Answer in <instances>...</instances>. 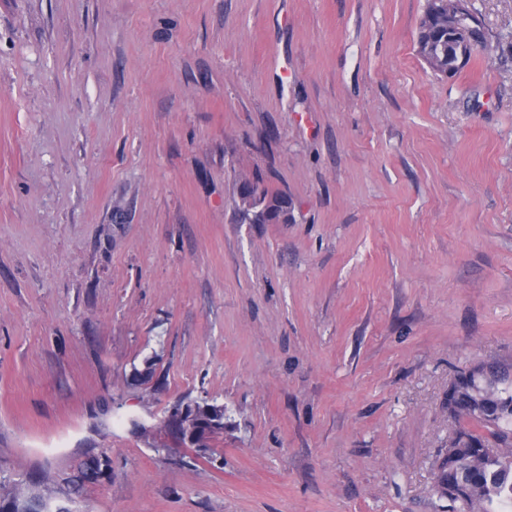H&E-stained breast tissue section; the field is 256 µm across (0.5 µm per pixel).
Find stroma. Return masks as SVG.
<instances>
[{
	"mask_svg": "<svg viewBox=\"0 0 512 512\" xmlns=\"http://www.w3.org/2000/svg\"><path fill=\"white\" fill-rule=\"evenodd\" d=\"M425 6L0 0V470L106 449L80 512H448V386L512 362V0L453 78ZM203 398L215 462L128 432ZM261 197L254 201L251 205L252 208L261 207L257 212V216L265 220L267 211L270 209H278L281 211H288L289 201L288 196L281 193H269L265 188L260 189Z\"/></svg>",
	"mask_w": 512,
	"mask_h": 512,
	"instance_id": "1",
	"label": "stroma"
}]
</instances>
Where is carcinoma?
Masks as SVG:
<instances>
[{
    "label": "carcinoma",
    "instance_id": "1",
    "mask_svg": "<svg viewBox=\"0 0 512 512\" xmlns=\"http://www.w3.org/2000/svg\"><path fill=\"white\" fill-rule=\"evenodd\" d=\"M451 13L453 0H427L416 39L428 67L448 77L469 64L472 43L484 41L483 29ZM288 206V196L265 188L252 203L262 219ZM448 411L457 423L456 440L437 465L435 493L448 500L450 512H499L512 501V366L479 362L460 373L448 387ZM93 462L110 466L105 453L87 448L68 470L40 473L37 491L1 475L0 512H37V498L46 494L76 503L98 484Z\"/></svg>",
    "mask_w": 512,
    "mask_h": 512
}]
</instances>
